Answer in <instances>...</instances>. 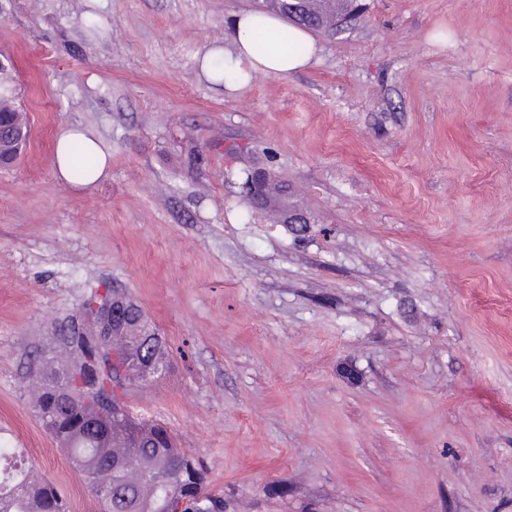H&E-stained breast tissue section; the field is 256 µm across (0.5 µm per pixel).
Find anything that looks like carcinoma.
<instances>
[{"mask_svg":"<svg viewBox=\"0 0 512 512\" xmlns=\"http://www.w3.org/2000/svg\"><path fill=\"white\" fill-rule=\"evenodd\" d=\"M354 10V0H288L286 19L291 25L332 33ZM18 100L11 72H1L0 159L6 165L19 158L12 148ZM69 154L75 176L92 169L94 158L82 142H73ZM281 194L275 181L267 183L264 202L280 214ZM119 301L125 304L126 318L113 327L112 335H97L89 323L77 336H65L61 328L45 338L29 372L32 406L102 512H176L188 501L196 512H224V496L207 489L203 470L179 448L168 428L134 414L126 392L114 390V350L126 351L123 364L131 380L149 382L144 364L155 356L162 359L163 368L169 363L166 344L153 349L130 343V337L156 327L134 299L122 293ZM66 389L75 397L58 395ZM15 453L14 448H0V512H66L46 478L9 461ZM103 474L110 477L107 489L98 486Z\"/></svg>","mask_w":512,"mask_h":512,"instance_id":"cac0c4a2","label":"carcinoma"}]
</instances>
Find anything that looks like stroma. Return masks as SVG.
I'll return each instance as SVG.
<instances>
[{
	"label": "stroma",
	"instance_id": "1",
	"mask_svg": "<svg viewBox=\"0 0 512 512\" xmlns=\"http://www.w3.org/2000/svg\"><path fill=\"white\" fill-rule=\"evenodd\" d=\"M358 2L306 69L229 92L200 57L261 0H0L31 129L0 168V446L69 512L99 504L25 377L104 283L170 347L129 406L224 512H512V0ZM72 125L112 155L97 184L54 176Z\"/></svg>",
	"mask_w": 512,
	"mask_h": 512
}]
</instances>
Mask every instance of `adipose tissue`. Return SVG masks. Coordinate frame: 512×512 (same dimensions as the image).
I'll return each instance as SVG.
<instances>
[{"label": "adipose tissue", "instance_id": "adipose-tissue-1", "mask_svg": "<svg viewBox=\"0 0 512 512\" xmlns=\"http://www.w3.org/2000/svg\"><path fill=\"white\" fill-rule=\"evenodd\" d=\"M288 32L292 41L301 43L303 52L276 45L275 38L280 32ZM231 47L227 50L207 49L201 56L206 69H220L224 74L223 87L228 91L245 88L257 75L284 77L308 67L318 53V45L312 34L298 26H287L279 15L262 11H241L230 22ZM83 140L95 154L98 163L95 169L82 178L73 177L68 156L73 140ZM56 179L79 187L97 183L110 166V155L89 132L73 126L64 130L55 142Z\"/></svg>", "mask_w": 512, "mask_h": 512}]
</instances>
